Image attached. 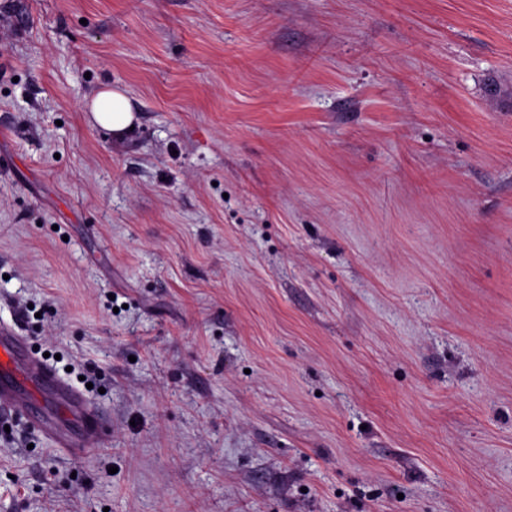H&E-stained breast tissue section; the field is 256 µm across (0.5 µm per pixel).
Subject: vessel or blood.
<instances>
[{
  "label": "vessel or blood",
  "instance_id": "vessel-or-blood-1",
  "mask_svg": "<svg viewBox=\"0 0 512 512\" xmlns=\"http://www.w3.org/2000/svg\"><path fill=\"white\" fill-rule=\"evenodd\" d=\"M49 392L60 407L73 419L81 432L58 429L52 418L35 411V399ZM0 408L23 415L33 428L52 437L58 448L76 454H88L103 440L106 419L88 404L83 394L59 377L55 368L28 349L25 337L10 325L0 323Z\"/></svg>",
  "mask_w": 512,
  "mask_h": 512
}]
</instances>
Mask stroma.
Segmentation results:
<instances>
[{"instance_id":"35a3bbf8","label":"stroma","mask_w":512,"mask_h":512,"mask_svg":"<svg viewBox=\"0 0 512 512\" xmlns=\"http://www.w3.org/2000/svg\"><path fill=\"white\" fill-rule=\"evenodd\" d=\"M0 18V322L108 419L0 512H512V0ZM87 107L93 124L114 134L118 140L130 135L140 122L129 98L118 89L105 88L98 91ZM131 126H134L133 131H130Z\"/></svg>"}]
</instances>
